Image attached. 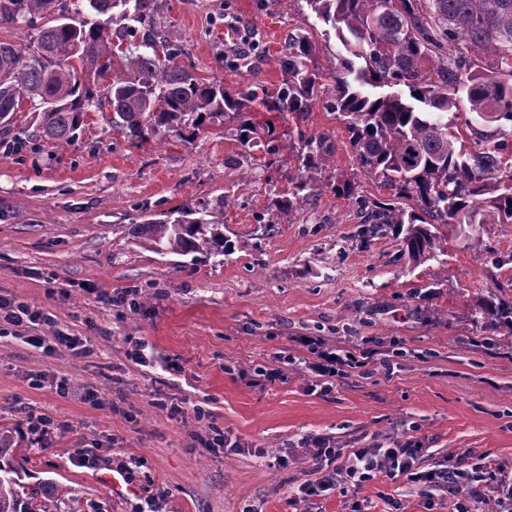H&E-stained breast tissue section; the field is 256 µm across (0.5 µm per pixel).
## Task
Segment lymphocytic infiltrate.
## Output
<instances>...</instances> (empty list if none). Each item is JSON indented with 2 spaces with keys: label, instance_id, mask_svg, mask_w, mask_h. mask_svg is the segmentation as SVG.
<instances>
[{
  "label": "lymphocytic infiltrate",
  "instance_id": "lymphocytic-infiltrate-1",
  "mask_svg": "<svg viewBox=\"0 0 512 512\" xmlns=\"http://www.w3.org/2000/svg\"><path fill=\"white\" fill-rule=\"evenodd\" d=\"M305 346L312 356L307 364L310 373L317 377L332 379L344 378L355 370L364 369L372 357V350L366 349L359 353L338 354L335 349L327 347L318 339L305 338ZM313 447L312 459L315 463L327 462L332 466L331 474L319 480L301 484L295 493V500H302L317 495L334 487L342 481L352 486L385 476L397 479L404 476L413 482L423 483L428 488L450 492L458 485L469 486L467 501L453 504L454 512H473L472 505L478 502L485 490H492L500 512H512V475L505 470L493 471L481 463L463 467L454 459L445 460L435 468L419 472L415 465L421 453L419 444L409 441L396 444L392 448H341L327 447L322 439L311 438Z\"/></svg>",
  "mask_w": 512,
  "mask_h": 512
}]
</instances>
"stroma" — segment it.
Here are the masks:
<instances>
[{
    "label": "stroma",
    "mask_w": 512,
    "mask_h": 512,
    "mask_svg": "<svg viewBox=\"0 0 512 512\" xmlns=\"http://www.w3.org/2000/svg\"><path fill=\"white\" fill-rule=\"evenodd\" d=\"M161 24L183 42L198 76L226 89L275 88L277 57L290 36L307 34L319 68L344 53L334 30L305 0H161ZM228 62L218 65L216 49ZM333 82L299 125L335 144L323 178L352 182L357 193L393 196L382 177L357 164L343 124L325 106ZM235 119L197 137L131 145L91 110L67 141L6 148L0 134V296L53 313L61 329L88 337L89 354L48 353L27 339L39 327L0 338V424L27 452L16 469L29 489L49 494L50 512H130L138 498L165 490L161 512H448L466 498L379 477L300 503L291 494L315 479L310 434L337 448H390L422 442L420 470L455 456L512 471V329L494 324L484 300L512 303V224L439 225L442 252L421 265L401 257L388 236L363 244L352 201L331 192L273 217L287 189L288 161L229 162ZM229 196L224 233L234 250L223 263L140 249L116 224L200 207ZM480 235L482 246L469 243ZM95 283L97 293L84 289ZM127 295L124 306L109 297ZM352 351L371 345L366 372L313 390L303 337ZM152 347L155 363L127 360L130 342ZM291 356L285 380L257 384L258 367ZM389 359L385 373L381 359ZM177 360L181 372L166 371ZM67 376L68 395L30 388L27 371ZM94 387L95 401L84 398ZM183 402L169 418L158 400ZM210 410L228 442L215 454L198 444L207 429L194 405ZM64 421L50 450L22 428L27 410ZM84 449L96 465L78 466ZM117 456L144 465L134 491L99 482ZM288 459L276 466V457Z\"/></svg>",
    "instance_id": "1"
}]
</instances>
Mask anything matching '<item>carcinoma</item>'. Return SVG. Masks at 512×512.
Listing matches in <instances>:
<instances>
[{"instance_id": "carcinoma-1", "label": "carcinoma", "mask_w": 512, "mask_h": 512, "mask_svg": "<svg viewBox=\"0 0 512 512\" xmlns=\"http://www.w3.org/2000/svg\"><path fill=\"white\" fill-rule=\"evenodd\" d=\"M94 18L67 0H0V24L34 31L26 46L0 41V128L7 133L27 104L33 137L67 140L84 125L102 85L112 108V130L136 142L203 130L232 112V136L243 158L258 146L268 163L285 150L297 173L288 194L274 203L291 213L321 191L317 174L330 164L325 135L301 129H267L256 141L249 112L277 118L305 115L321 87L308 37L288 39L277 59L283 82L276 93L195 75L177 59L182 44L158 29V0H87ZM335 30L350 54L332 72L331 106L343 121L360 167L382 178L396 195L414 201L408 211L393 202L355 196L349 180L325 183L354 201L361 215L358 237L369 243L394 232L402 255L415 265L441 249L439 224H512V0H306ZM474 149L458 146L448 113L462 104ZM495 125L497 135L477 129ZM227 197L200 209L171 210L162 220L123 224L132 244L160 255L199 254L217 264L234 245L224 237ZM19 447L0 427V461ZM0 465V512H46V503Z\"/></svg>"}]
</instances>
